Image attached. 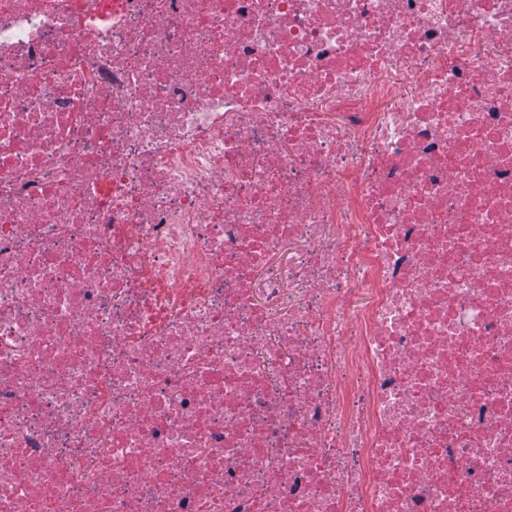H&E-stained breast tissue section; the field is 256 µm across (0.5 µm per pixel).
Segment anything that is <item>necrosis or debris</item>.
<instances>
[{
	"instance_id": "1",
	"label": "necrosis or debris",
	"mask_w": 512,
	"mask_h": 512,
	"mask_svg": "<svg viewBox=\"0 0 512 512\" xmlns=\"http://www.w3.org/2000/svg\"><path fill=\"white\" fill-rule=\"evenodd\" d=\"M0 512H512V0H0Z\"/></svg>"
}]
</instances>
